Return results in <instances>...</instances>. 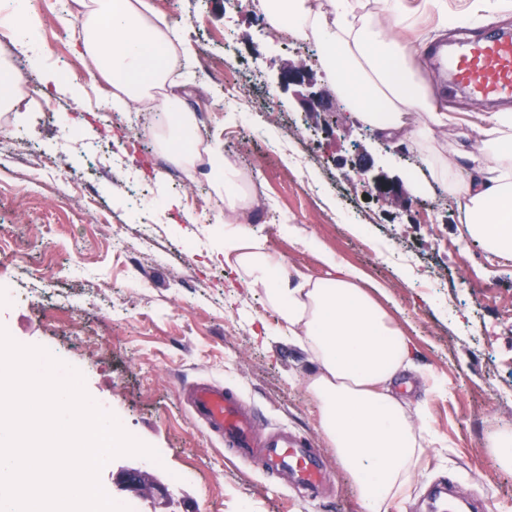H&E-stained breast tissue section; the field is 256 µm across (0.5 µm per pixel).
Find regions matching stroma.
<instances>
[{
    "mask_svg": "<svg viewBox=\"0 0 512 512\" xmlns=\"http://www.w3.org/2000/svg\"><path fill=\"white\" fill-rule=\"evenodd\" d=\"M148 2L189 43L192 73L177 80L187 85L202 143L246 137L232 156L261 202L256 230L267 250L290 271L325 276L319 253L282 232L294 224L386 289L384 307L413 346V368L396 393L423 406L440 440L427 449L404 512H432L426 492L435 482L483 499L490 512L512 506V471L485 449L492 423H512V260L461 235L459 203L431 181L426 152L351 121L320 70L318 46H284L260 0L234 11L224 0ZM58 3L35 0L45 51L81 62V17L59 23ZM227 28L228 43L216 37ZM500 32L512 33L511 15L463 30L426 14L410 35L436 103L459 118L435 133L431 149L461 143L466 121L482 109L449 87L436 49ZM298 65L310 83L281 87L280 69ZM16 72L36 100L17 133L34 153L18 151L17 135H0V290L8 292L0 326L19 344L63 355L90 398L158 452L154 474L172 512H359L305 389L315 369L309 355L287 337L263 335L277 314L208 254L221 210L205 179L188 180L169 165L145 123L106 109L87 71L73 73L86 89L77 101L46 94L24 64ZM229 82L241 88L230 103ZM309 97L323 110L307 111ZM67 115L81 120L82 137L64 123ZM131 137L142 153H124ZM41 155L60 159V167L41 169ZM361 156L372 162L371 174L358 173ZM375 174L398 182L394 197H377ZM195 192L202 205L191 204ZM169 197L180 207L158 213L155 201ZM199 379L237 390L259 434L284 426L314 439L325 494H303L287 474L264 475L210 439L182 397Z\"/></svg>",
    "mask_w": 512,
    "mask_h": 512,
    "instance_id": "1",
    "label": "stroma"
}]
</instances>
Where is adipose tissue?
Instances as JSON below:
<instances>
[{"label": "adipose tissue", "instance_id": "adipose-tissue-1", "mask_svg": "<svg viewBox=\"0 0 512 512\" xmlns=\"http://www.w3.org/2000/svg\"><path fill=\"white\" fill-rule=\"evenodd\" d=\"M83 15L82 54L90 74L112 86L108 103L125 111L151 99L147 133L188 178L205 172L224 202V233L216 259L236 268L242 288L262 294L279 316L277 331L305 350L318 369L306 382L319 427L353 482L360 512H395L435 444L423 413H412L393 391L411 366L407 336L381 305L382 287H366L361 269L322 251V278L283 271L250 225L256 201L249 176L218 143L201 144L196 115L185 94L169 83L171 68L187 55L183 39L157 23L145 0H76ZM272 31L313 37L324 48L323 69L352 118L385 138L420 146L434 128L453 124L420 82L406 34L415 13H452L454 24L487 21L512 9V0H383L392 33L358 16L359 0H261ZM0 33L8 36L45 87L81 95L80 83L44 61L33 0H0ZM417 123L406 127L405 117ZM474 140L430 159L435 181L462 204L461 232L490 253L512 258V113L481 112Z\"/></svg>", "mask_w": 512, "mask_h": 512}]
</instances>
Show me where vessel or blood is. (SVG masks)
<instances>
[{
    "label": "vessel or blood",
    "instance_id": "1",
    "mask_svg": "<svg viewBox=\"0 0 512 512\" xmlns=\"http://www.w3.org/2000/svg\"><path fill=\"white\" fill-rule=\"evenodd\" d=\"M443 65L476 102L512 99L511 37L467 41ZM185 400L194 419L240 460L259 463L269 475L287 471L298 487L312 492L325 484L324 465L308 440L283 429L257 435L256 417L235 390L200 381L186 390Z\"/></svg>",
    "mask_w": 512,
    "mask_h": 512
}]
</instances>
